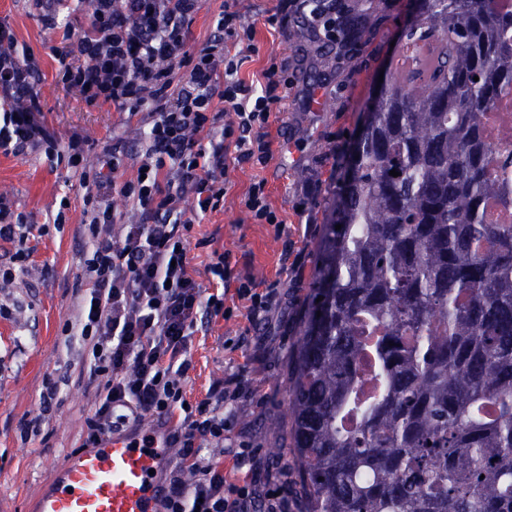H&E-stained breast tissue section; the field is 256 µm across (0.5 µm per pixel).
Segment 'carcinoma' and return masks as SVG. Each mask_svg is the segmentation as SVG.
Returning a JSON list of instances; mask_svg holds the SVG:
<instances>
[{
	"label": "carcinoma",
	"mask_w": 512,
	"mask_h": 512,
	"mask_svg": "<svg viewBox=\"0 0 512 512\" xmlns=\"http://www.w3.org/2000/svg\"><path fill=\"white\" fill-rule=\"evenodd\" d=\"M510 28L499 0H417L423 91L381 88L335 181L287 383L308 512H512V224L479 120ZM500 179L507 181L510 190L494 206L492 224H512V168L501 170Z\"/></svg>",
	"instance_id": "obj_1"
}]
</instances>
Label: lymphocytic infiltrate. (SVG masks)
<instances>
[{"mask_svg": "<svg viewBox=\"0 0 512 512\" xmlns=\"http://www.w3.org/2000/svg\"><path fill=\"white\" fill-rule=\"evenodd\" d=\"M224 0L211 39L187 47L190 26L203 0H92L90 20L100 36L80 42L85 62L65 77L92 105L111 104L139 116L144 136L138 150L118 137L102 151L98 168L84 170L85 142L72 136L65 147L46 128L31 69L18 68L0 50V96L25 107L0 115V149H64L87 188L85 229L94 248L85 260L89 293L77 305L70 336L88 348L86 374L99 403L86 420L85 447L129 420L156 417L180 460L166 474L164 512H287L288 499L261 491L251 481L227 482L224 468L200 457L203 442L223 443L231 424L226 402L236 396L214 388L186 404L182 381L200 314L219 315L224 298L204 295L189 274L191 216L217 210L228 183L227 160L266 164L271 155L270 117L281 111L293 85L286 66L270 63L256 81L239 76L244 54L254 52V28ZM310 5L309 19L328 40L336 17L324 0H281L267 25L286 31L289 5ZM231 119H224V112ZM133 162L136 175L116 173ZM120 196L135 211L119 224L106 196ZM192 473L185 482L184 473Z\"/></svg>", "mask_w": 512, "mask_h": 512, "instance_id": "lymphocytic-infiltrate-1", "label": "lymphocytic infiltrate"}]
</instances>
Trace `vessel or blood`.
I'll list each match as a JSON object with an SVG mask.
<instances>
[{"label": "vessel or blood", "mask_w": 512, "mask_h": 512, "mask_svg": "<svg viewBox=\"0 0 512 512\" xmlns=\"http://www.w3.org/2000/svg\"><path fill=\"white\" fill-rule=\"evenodd\" d=\"M433 50V44L421 43L399 54L394 65L399 81L410 82L424 70ZM169 457L160 435L144 447L120 435L103 437L99 447L70 454L56 466L35 512H155L161 491L157 472Z\"/></svg>", "instance_id": "1"}]
</instances>
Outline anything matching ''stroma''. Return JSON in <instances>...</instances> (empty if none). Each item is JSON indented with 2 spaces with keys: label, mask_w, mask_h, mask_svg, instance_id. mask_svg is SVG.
<instances>
[{
  "label": "stroma",
  "mask_w": 512,
  "mask_h": 512,
  "mask_svg": "<svg viewBox=\"0 0 512 512\" xmlns=\"http://www.w3.org/2000/svg\"><path fill=\"white\" fill-rule=\"evenodd\" d=\"M279 0H239L238 10L253 24L257 47L245 59L240 75L258 76L270 61L286 62L296 83L282 112L270 126L272 157L267 165H229V190L223 207L194 217L189 272L204 293L212 291L206 270L216 255L229 253L231 277L224 285L226 315L204 317L189 349L192 367L183 382L189 403L205 398L210 387L243 386L246 398L234 408L235 419L222 447L203 449L204 458L232 472L236 450L252 449L250 476L281 485L290 512H304L306 503L294 492L293 458L284 449L289 425L288 356L300 327L302 311L317 264L320 238L311 224L329 220L328 189L343 168L353 137L365 119L369 102L380 90L378 77L389 70L394 44L416 11L417 0H330L337 18L366 17L357 39L324 40L309 21L308 11L288 14L286 35L265 23ZM84 0H0V28L10 29L20 61L35 64L34 89L46 125L59 144L72 135L85 141V164L94 167L113 136L138 148V119L108 105H88L66 82L64 71L84 62L78 38L89 28ZM320 90L325 109L311 111L309 97ZM265 180L269 202L281 225L255 224L241 200L249 186ZM322 191L306 215L297 207L308 183ZM79 170L61 155L44 150L0 151V198L22 215L20 237L0 240V512H33L39 492L57 463L80 451L85 421L97 401L94 387L81 375L83 350L68 336L76 305L89 289L83 262L92 250L84 233V197ZM293 244L302 269H284L281 254ZM25 260H16L18 250ZM263 289L278 283L282 303L269 322L252 323L236 290L242 278ZM58 383L50 412L41 395L47 380ZM40 418L38 433L22 436L20 424Z\"/></svg>",
  "instance_id": "obj_1"
}]
</instances>
